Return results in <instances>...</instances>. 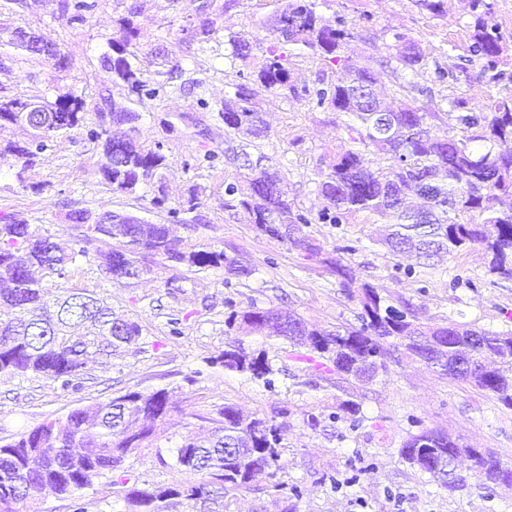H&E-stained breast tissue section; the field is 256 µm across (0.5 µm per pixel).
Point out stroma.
I'll return each instance as SVG.
<instances>
[{"label":"stroma","instance_id":"35a3bbf8","mask_svg":"<svg viewBox=\"0 0 512 512\" xmlns=\"http://www.w3.org/2000/svg\"><path fill=\"white\" fill-rule=\"evenodd\" d=\"M200 13L201 0H98V7L79 25H70L55 11L53 0H24L16 13L0 15L1 28H21L61 44L68 69L51 60L9 50L0 57V99L45 98L72 90L85 96L89 122L98 113L127 105L128 91L108 77L101 61L108 41L117 34L118 19H130L140 32L134 48L141 69L171 72L177 90L164 98L146 99L136 109L141 119L132 137L143 149L164 142L167 169L166 205L154 207L152 193L112 192L99 171L95 142L79 127L55 138L33 160L29 180L42 182L33 192L17 178L15 157L0 156V216L31 224L37 233L59 246L76 245L70 219L77 210L99 214L117 211L155 224L165 223L167 210L191 191H198L196 220L173 227L185 250L209 246L251 268L249 278L228 288L224 271L155 265L137 286L105 274L99 253L104 243L86 244L67 277L44 275L51 290L86 289L104 298L121 314L137 321L142 337L122 357L93 359L84 370L82 386L61 390L52 381L29 373L0 376V439L31 430L45 419L66 415L74 408L105 401L126 391L167 389L175 405L167 432L179 441L187 430H198L201 417L232 405L247 415H259L288 427L284 448L273 472H262L246 489L225 494L220 512H512V490L485 493L476 478L444 487L404 462L398 453L416 424L440 428L461 444L490 451L512 463V407L470 385L440 374L421 361L390 362L387 373L368 382L336 388L317 380L307 362L289 358L279 341L256 340L277 368L274 389L245 376L208 366L207 360L224 349L234 331L227 325L232 309L255 305L286 311L318 329H334L357 321L356 287H383L391 300L408 302L421 322L452 320L489 332L512 331V280L492 274L482 248L455 255L419 259L390 252L377 241L382 224L371 214L356 215L336 226L317 222L325 201L318 191L322 174L347 151L363 155L370 167H387L390 159L375 148L354 142V120L344 112L315 109L303 99L258 91L256 101L267 123V135L248 138L225 135L215 110L234 98L241 74L257 70L272 43L261 20L282 6L281 0H210ZM320 12L344 19L353 37L345 52L368 65L378 77V90L388 99L412 95L433 134L455 140L478 138L487 144L482 128H466L460 115L487 111L494 102L512 98V0H447V12L433 16L419 10L415 0H328ZM206 15L215 36L207 43L190 40L183 27ZM497 30L502 51L501 79H490L482 63L468 52L475 19ZM415 40L423 61L408 69L395 59V38ZM244 36L257 44L251 59L231 55L230 37ZM290 77L296 86L331 82L342 63L293 50ZM454 72L452 82H439L438 70ZM212 111H202L199 96ZM175 130L166 133L162 120ZM212 150L223 154L213 168L185 170L189 156ZM267 156L287 183L293 211L308 214L297 237L313 239L319 248L309 258L289 242L259 233L245 211L224 207V185L243 181L246 158ZM349 268L338 276L333 261ZM417 274L402 276L401 268ZM470 279L467 287H450L455 272ZM181 318V334L169 333L168 321ZM360 403L366 416L363 429L350 432L346 401ZM321 417L310 427L309 415ZM171 452L146 450L132 456L124 477L97 480L82 494L85 512H128L125 487L173 486L183 480ZM300 486V498L289 497V486Z\"/></svg>","mask_w":512,"mask_h":512}]
</instances>
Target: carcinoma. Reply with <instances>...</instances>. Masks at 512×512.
<instances>
[{"instance_id":"cac0c4a2","label":"carcinoma","mask_w":512,"mask_h":512,"mask_svg":"<svg viewBox=\"0 0 512 512\" xmlns=\"http://www.w3.org/2000/svg\"><path fill=\"white\" fill-rule=\"evenodd\" d=\"M59 15L69 24H81L93 12L97 0H55ZM274 37L253 82L271 93L289 92L304 97L318 108L346 112L355 117V140L390 155L386 169L373 171L363 156L348 151L330 166L320 182L326 201L318 214L324 224L349 223L358 213L368 212L384 223L381 244L394 252L427 254L459 252L481 246L491 254V271L512 279V209L500 210V196H512V100H502L494 110L460 117L466 127H482V140L492 149L479 153L468 141L448 140L430 134L426 113L407 102L397 107L382 103L374 90L371 68L348 62L336 81L298 88L290 81L288 45H299L322 57L336 60L352 34L341 19L329 20L319 13V0H283L282 8L262 22ZM139 31L130 21L119 23V37L112 39V53L103 67L125 83L130 106L109 113L113 124L134 125L140 113L131 105L144 98L168 96L175 87L168 81L147 76L134 63L130 47ZM469 52L483 61L486 72L498 76L500 36L476 21ZM233 56L244 61L252 52L249 40L230 39ZM398 63L415 68L423 61L419 46L397 37ZM25 103L16 98L0 103V124L21 125L27 140L11 145L7 152L21 162L17 173L32 166L59 135L86 123L89 114L84 97L75 92L47 102L48 116L42 120L13 108ZM219 118L228 133L255 138L267 130L255 92L246 83L237 86L235 98L224 102ZM89 140L101 142L100 172L115 192L133 193L164 178V143L144 150L126 134L115 137L99 123L86 129ZM261 155L248 162L251 173L246 185L229 183L224 188L225 208L244 210L264 235L287 241L312 256L318 247L309 238H296L299 224L312 218L296 213L288 203L278 171L264 164ZM200 202L191 194L167 211V223L146 224L138 218L112 213L91 220V213L71 214L77 241L112 243L101 254L103 266L112 275L138 281L151 268L148 259L204 270L224 267L225 283L250 275L251 270L224 252L203 246L184 250L171 231L173 224L187 223L186 215ZM25 222L0 218V375L35 373L64 390L79 388L76 380L87 356L117 355L137 344L142 332L138 322L112 312L96 294L82 290L53 292L42 285L47 271L60 278L81 247L69 253L49 248ZM362 312L358 324L333 330L311 327L304 320L274 309L250 305L232 310L227 325L245 332L225 342L224 351L207 360L208 365L247 376L266 387L274 386V368L260 349L247 341L251 336L285 340L292 347L304 345L307 353L294 358L307 361L324 379L336 376V387L352 380H372L387 371L369 366L367 358L377 350L390 355L405 352L434 365L448 377L469 383L512 407V332L488 333L468 324L446 322L428 325L416 321L411 310L393 319L392 307L380 289L364 284L358 291ZM174 406L168 392L129 391L107 401L71 410L62 418L47 419L19 438L0 444V499L14 504L12 512H41L39 500L46 490L66 499L71 512H84L82 491L106 474L122 472L128 458L143 450L161 448L169 440L166 424ZM207 433L192 431L174 446L176 467L186 476L180 485L131 488L125 494L132 512H168L173 499H183L191 512L219 504L224 493L246 488L260 471L276 465L286 427L265 418H249L231 405L207 418ZM465 454L471 461L479 487L512 488V464L476 448H468L448 433L423 428L404 441L400 456L420 472L441 477L448 457ZM204 475L206 479L195 480Z\"/></svg>"}]
</instances>
